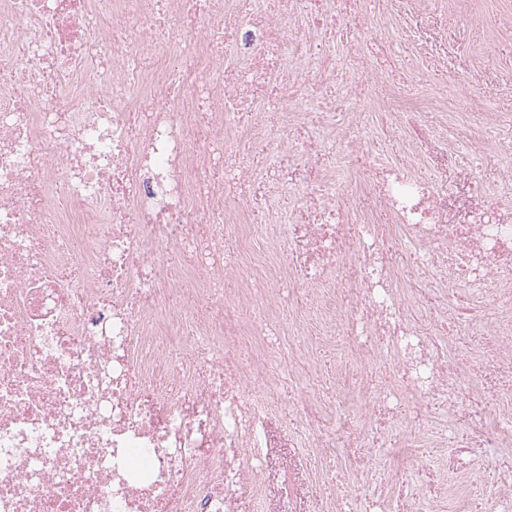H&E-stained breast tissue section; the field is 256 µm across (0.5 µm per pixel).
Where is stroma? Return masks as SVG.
I'll return each mask as SVG.
<instances>
[{"mask_svg":"<svg viewBox=\"0 0 512 512\" xmlns=\"http://www.w3.org/2000/svg\"><path fill=\"white\" fill-rule=\"evenodd\" d=\"M338 52L351 54V71L368 74L367 82L347 80L336 88V99L349 112L368 113L359 132L355 153L337 147L325 156L312 152V160L330 169L343 199H360L377 220L385 213L376 192L382 164H403L406 147L391 129L387 104L419 113L438 112L435 150L448 154L446 166L435 167L431 158L415 164L419 175L437 184L454 185L463 177L483 190L507 197L512 192V0H458L448 8L445 0H393L379 10L376 0H355ZM480 96L486 110L470 109L466 93ZM484 143L472 153L471 140ZM369 454L381 467L366 479L336 471L315 452L298 448H272L261 476L262 496H242L238 512H317L322 500L353 512L381 482L390 479L386 451L352 449V456ZM445 451L424 448L418 463L405 475V492L442 498L438 479ZM299 471L298 489L287 493V465Z\"/></svg>","mask_w":512,"mask_h":512,"instance_id":"stroma-1","label":"stroma"}]
</instances>
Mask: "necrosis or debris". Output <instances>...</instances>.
Listing matches in <instances>:
<instances>
[{
  "instance_id": "necrosis-or-debris-1",
  "label": "necrosis or debris",
  "mask_w": 512,
  "mask_h": 512,
  "mask_svg": "<svg viewBox=\"0 0 512 512\" xmlns=\"http://www.w3.org/2000/svg\"><path fill=\"white\" fill-rule=\"evenodd\" d=\"M346 22L340 0H0V512H237L280 443L286 381L320 426L313 451L342 468L379 445L349 431L353 408L395 427L398 472L462 420L479 447L512 448V314L479 350L492 374L464 372L415 325L392 255L405 240L441 283L511 303L512 204L393 165L391 223L361 209L351 224L305 167L296 130H352L331 49ZM258 143L273 175L244 204L224 162ZM296 188L321 196L314 220L281 207ZM307 290L280 360L263 329ZM240 347L254 362L231 389Z\"/></svg>"
}]
</instances>
